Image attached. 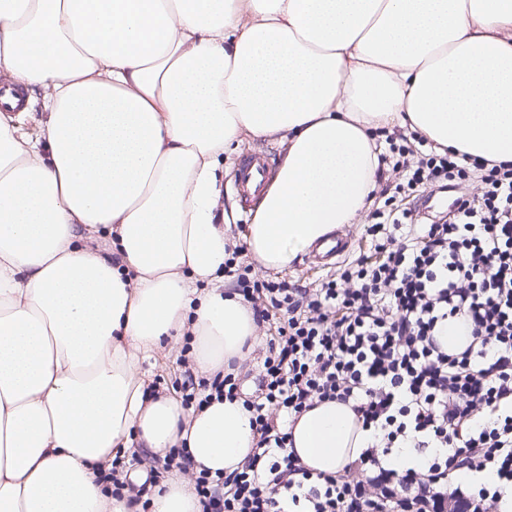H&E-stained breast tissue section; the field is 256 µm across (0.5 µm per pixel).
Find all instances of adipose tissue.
<instances>
[{
  "label": "adipose tissue",
  "mask_w": 512,
  "mask_h": 512,
  "mask_svg": "<svg viewBox=\"0 0 512 512\" xmlns=\"http://www.w3.org/2000/svg\"><path fill=\"white\" fill-rule=\"evenodd\" d=\"M0 77L45 114L0 120V512H133L95 478L116 451L229 473L255 448L242 399L189 411L142 369L257 341L218 222L241 145L284 149L246 236L278 270L370 210L378 132L512 162V0H0ZM287 431L327 475L369 440L339 401ZM150 509L201 506L175 471Z\"/></svg>",
  "instance_id": "ef3b65f1"
}]
</instances>
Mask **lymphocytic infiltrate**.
I'll list each match as a JSON object with an SVG mask.
<instances>
[{"instance_id":"obj_1","label":"lymphocytic infiltrate","mask_w":512,"mask_h":512,"mask_svg":"<svg viewBox=\"0 0 512 512\" xmlns=\"http://www.w3.org/2000/svg\"><path fill=\"white\" fill-rule=\"evenodd\" d=\"M401 188L451 187L446 218L377 210L363 234L381 261L358 260L315 288L239 276L243 247L224 261L255 324L282 319L262 347L257 385L234 374L182 387V404L243 398L258 440L240 468L194 475L202 512H482L512 491V165H487L406 141L391 146ZM475 181L479 195L460 192ZM466 320L472 345L435 339ZM352 404L370 445L342 473H313L288 451L282 423L323 401ZM412 445L423 468L388 457ZM464 471L466 484L449 487Z\"/></svg>"}]
</instances>
